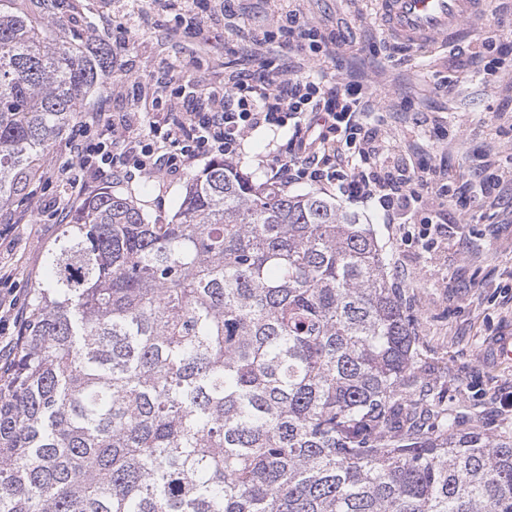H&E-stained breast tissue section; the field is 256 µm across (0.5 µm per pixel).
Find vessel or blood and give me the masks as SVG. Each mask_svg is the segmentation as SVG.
<instances>
[{"instance_id":"b4317fda","label":"vessel or blood","mask_w":512,"mask_h":512,"mask_svg":"<svg viewBox=\"0 0 512 512\" xmlns=\"http://www.w3.org/2000/svg\"><path fill=\"white\" fill-rule=\"evenodd\" d=\"M488 0H377L385 34L402 46L421 49L460 41L465 20L486 15Z\"/></svg>"}]
</instances>
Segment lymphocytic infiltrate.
Returning a JSON list of instances; mask_svg holds the SVG:
<instances>
[{
	"mask_svg": "<svg viewBox=\"0 0 512 512\" xmlns=\"http://www.w3.org/2000/svg\"><path fill=\"white\" fill-rule=\"evenodd\" d=\"M250 43L261 60L259 70L238 71L220 85L187 81L174 91L175 97L189 100L186 111L164 105L165 87L157 85L150 135L139 133L138 113H88L43 173L45 181L64 189V196L34 201L32 213L65 218L75 199L110 170L128 178L154 173L175 178L202 158L235 159L251 131L268 127L290 131L286 146L268 162L272 184L306 183L377 203L403 239L408 236L403 219L410 213L422 216L421 238L441 233L444 221L430 200L458 198L459 189L446 181L430 188L427 177L390 155L370 113V85L328 75L324 68L336 53L335 32L303 23L292 13L287 24L252 35ZM275 43L302 49L297 70L271 67L268 54Z\"/></svg>",
	"mask_w": 512,
	"mask_h": 512,
	"instance_id": "f902f5d3",
	"label": "lymphocytic infiltrate"
}]
</instances>
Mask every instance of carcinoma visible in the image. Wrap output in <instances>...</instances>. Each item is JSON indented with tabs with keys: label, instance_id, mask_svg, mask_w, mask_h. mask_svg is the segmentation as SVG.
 <instances>
[{
	"label": "carcinoma",
	"instance_id": "carcinoma-1",
	"mask_svg": "<svg viewBox=\"0 0 512 512\" xmlns=\"http://www.w3.org/2000/svg\"><path fill=\"white\" fill-rule=\"evenodd\" d=\"M40 2L0 0V209L112 73ZM446 391L356 214L224 160L168 224L103 187L0 374V512H512V437Z\"/></svg>",
	"mask_w": 512,
	"mask_h": 512
}]
</instances>
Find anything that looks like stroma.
<instances>
[{"instance_id": "1", "label": "stroma", "mask_w": 512, "mask_h": 512, "mask_svg": "<svg viewBox=\"0 0 512 512\" xmlns=\"http://www.w3.org/2000/svg\"><path fill=\"white\" fill-rule=\"evenodd\" d=\"M58 10L70 29L104 39L112 51V76L106 89L88 98V112L116 106L150 112L151 97L131 95L130 89L151 87L162 75L176 87L193 79L219 83L225 73L258 69L247 34L271 29L275 19L291 12L341 31L347 43L328 62L329 73L352 72L374 82L392 152L411 165L442 171L450 182L467 183L469 220L461 222L455 205L447 203V235L432 243L418 237L401 242L375 206L342 196L336 203L374 226L389 257L390 277L417 318L422 352L449 380V405L464 413L467 427L512 435V410L500 404L512 396V363H499L492 353L495 337L512 329L511 90L462 69L465 57L457 43L391 52L374 0H236L231 19L224 18L217 0H60ZM197 16L202 27L170 36L178 19ZM491 32L497 35L492 59L512 67V0H491L466 43ZM423 117L427 125L418 126ZM288 138L284 128L252 131L237 160L240 171L254 183L268 182L270 171L258 160ZM486 148L496 153L502 173L489 194L471 178ZM204 166L197 161L175 179L128 180L110 173L101 182L132 197L149 223L165 224L189 178ZM28 204L23 197L0 210V269L11 273L8 286L25 302L44 276V255L60 230L50 216H34Z\"/></svg>"}]
</instances>
